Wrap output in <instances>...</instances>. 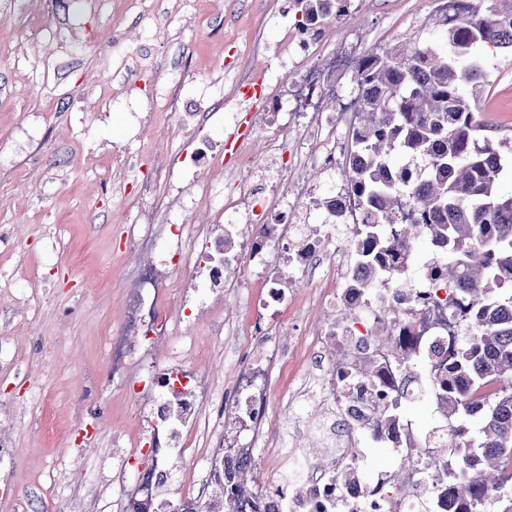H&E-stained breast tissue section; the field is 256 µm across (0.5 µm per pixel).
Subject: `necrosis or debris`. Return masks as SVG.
Returning a JSON list of instances; mask_svg holds the SVG:
<instances>
[{"label": "necrosis or debris", "mask_w": 512, "mask_h": 512, "mask_svg": "<svg viewBox=\"0 0 512 512\" xmlns=\"http://www.w3.org/2000/svg\"><path fill=\"white\" fill-rule=\"evenodd\" d=\"M327 95L324 71L312 72L254 121L265 128L286 113L294 119L287 142L267 139L265 152L278 159L291 185L297 218L306 215L312 199L309 172L344 168L346 140L337 132V120L347 116L350 106L343 103L336 113H328L322 107ZM204 162L206 168L224 171L223 206L217 212L223 233L208 226L193 230L160 223V212L178 200L171 191L153 193L155 184L171 182L170 169L156 170L139 188L140 195L150 198L138 208L147 239L163 238L168 245L147 252L139 263L141 286L124 315L112 360L125 388L151 400L145 417L148 452L122 451L112 468L119 485L117 512H136L138 503L156 499L171 477L178 490L193 491L194 463L212 460L261 473L257 495L242 498L239 512H417L427 493L437 512H448L451 487L424 466L418 446L422 432L395 408L407 375L414 376L430 400L441 396L434 378L448 357L452 331L444 321L445 296L434 291L430 272L404 280L397 289L363 285L352 256L374 252L376 243L355 234L359 219L344 184L321 199V223L301 224L297 218L274 223L270 217L282 209L283 197L277 187L259 189L253 179L255 159L246 145L219 147ZM317 274L327 283L319 298L325 319L310 332L299 378L310 416L324 424L327 435L325 444L301 448L283 443L269 415L265 376L280 352L264 339L262 327L278 324L289 297ZM175 275L201 276V286L169 300L166 284ZM247 282L255 285L254 293L243 294ZM206 289L224 302L244 299L255 323L250 345L232 361L248 393L227 406L217 439L202 450L197 446L201 421L216 389L201 366L187 365L185 355L192 342L187 316L199 319L211 311L202 296ZM381 326L410 353L406 367H399L379 342L375 331ZM340 345L347 352L341 363L335 356ZM362 356L374 361L371 380L343 384L342 372ZM153 363L161 365L163 383H156L150 372ZM382 443L392 449L396 463L366 479L365 450ZM259 448L264 451L260 457L255 454Z\"/></svg>", "instance_id": "necrosis-or-debris-1"}]
</instances>
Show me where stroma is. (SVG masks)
<instances>
[{
	"label": "stroma",
	"mask_w": 512,
	"mask_h": 512,
	"mask_svg": "<svg viewBox=\"0 0 512 512\" xmlns=\"http://www.w3.org/2000/svg\"><path fill=\"white\" fill-rule=\"evenodd\" d=\"M433 0H350L342 29H329L309 55L294 52L289 32L295 0H144L112 12L107 0H0V410L15 413L13 472L27 512H69L74 489L90 493L114 445L133 447L144 434L138 398L109 370L122 310L136 286L127 237L144 228L125 199L151 178L159 154L178 159L186 184L167 224L210 223L214 209L189 185L199 162L228 132L249 129L268 99L325 61L336 63V96H353V69L363 55L389 47L404 32L436 39ZM55 37L30 41L33 17ZM489 81L473 108L503 139L512 157V54L482 51ZM112 77L102 110L84 96ZM261 81L255 98L242 79ZM174 86V104L158 112L155 86ZM192 113L196 138L178 130ZM312 280L290 302L284 328L304 329L321 318ZM222 314L193 326L188 359L209 364L221 385L212 421L236 380L224 362ZM303 351L283 358L266 377L269 413L301 422L288 389ZM81 407L97 429L83 456L61 447L81 428L68 406Z\"/></svg>",
	"instance_id": "stroma-1"
}]
</instances>
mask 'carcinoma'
I'll return each instance as SVG.
<instances>
[{
    "label": "carcinoma",
    "mask_w": 512,
    "mask_h": 512,
    "mask_svg": "<svg viewBox=\"0 0 512 512\" xmlns=\"http://www.w3.org/2000/svg\"><path fill=\"white\" fill-rule=\"evenodd\" d=\"M297 2L302 22L319 26L349 0ZM435 2L442 42L405 33L358 58L342 177L364 217L356 232L379 253L410 259L422 236L439 252L435 288L446 292L448 319L464 334L448 355L436 405L453 458L436 447L425 454L453 485L455 512H512V193L499 187L501 144L484 134L468 97L486 83L475 49L512 51V0ZM415 164L421 179L407 183L403 171ZM357 261L382 288L407 273L406 264L375 255ZM242 488L239 473L226 470L222 495L185 512H234Z\"/></svg>",
    "instance_id": "carcinoma-1"
}]
</instances>
